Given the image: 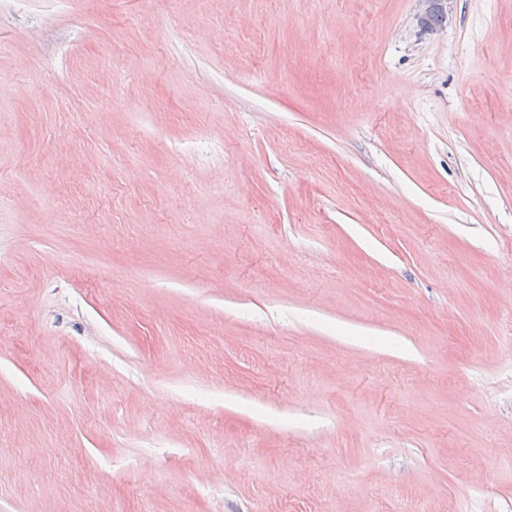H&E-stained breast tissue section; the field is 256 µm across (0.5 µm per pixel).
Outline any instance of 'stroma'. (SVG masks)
Masks as SVG:
<instances>
[{
  "instance_id": "1",
  "label": "stroma",
  "mask_w": 512,
  "mask_h": 512,
  "mask_svg": "<svg viewBox=\"0 0 512 512\" xmlns=\"http://www.w3.org/2000/svg\"><path fill=\"white\" fill-rule=\"evenodd\" d=\"M0 0V512H512V0Z\"/></svg>"
}]
</instances>
